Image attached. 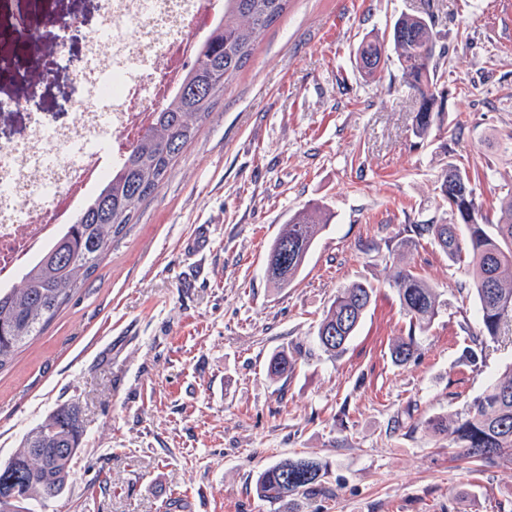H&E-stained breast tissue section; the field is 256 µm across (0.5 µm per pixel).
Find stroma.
<instances>
[{
  "mask_svg": "<svg viewBox=\"0 0 512 512\" xmlns=\"http://www.w3.org/2000/svg\"><path fill=\"white\" fill-rule=\"evenodd\" d=\"M402 14L431 20L445 60L441 127L424 140L393 52L375 80L356 62ZM70 18L98 30L100 0H0V71L19 72L0 99L29 96L70 121L85 44L52 49ZM452 166L499 220L512 186V0H289L96 272L0 369V462L72 403L83 444L46 512H512V465L477 469L425 426L456 419L502 375L512 325L471 363L481 314L459 291L471 266L428 240L398 256L385 247L405 225L451 222L439 186ZM307 206L329 222L276 287L270 246ZM400 267L442 302L402 365ZM354 281L373 285L372 302L333 357L317 328ZM282 350L295 369L274 380L267 363ZM295 456L326 463L321 491L297 505L259 497L260 472Z\"/></svg>",
  "mask_w": 512,
  "mask_h": 512,
  "instance_id": "stroma-1",
  "label": "stroma"
}]
</instances>
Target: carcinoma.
<instances>
[{
    "label": "carcinoma",
    "instance_id": "cac0c4a2",
    "mask_svg": "<svg viewBox=\"0 0 512 512\" xmlns=\"http://www.w3.org/2000/svg\"><path fill=\"white\" fill-rule=\"evenodd\" d=\"M288 0H224V19L199 46L197 58L187 68L173 97L154 111V121L126 152L122 164L103 187L76 211L67 234L41 261L22 273L21 281L0 291V368L38 335L60 307L93 275L114 238L134 212L171 173L179 154L195 138L212 113L224 86L239 72L261 35L284 13ZM390 43L406 83L419 100L413 133L430 135L442 113L437 81L443 62L435 57L432 25L423 17L402 15L391 28ZM384 45L361 43L356 58L369 77L376 76ZM450 224H411L407 236L388 248L401 252L416 241L429 238L455 262L467 254L475 265L470 285L481 312V329L464 327L474 347L496 338L512 319V199L499 221L488 223L476 206L457 203ZM321 212L306 209L294 214L272 244L274 257L269 277L286 286L304 265L319 232L325 226ZM402 308L410 316L408 336L393 347L392 358L401 365L415 352V334L430 326L440 307L439 295L410 270L393 277ZM373 287L354 282L338 290L321 320L317 340L332 356L344 352L371 303ZM295 359L281 351L268 362V373L281 377L293 371ZM428 428L448 437V447L463 448L481 467L512 464V364L469 402L452 423L429 419ZM84 429L75 405H62L25 437L21 448L0 464V489L11 501L0 499V512H40L53 484L57 492L66 486L70 464L81 447ZM327 465L309 457L286 458L261 472L255 489L267 499L289 496L306 498L321 489Z\"/></svg>",
    "mask_w": 512,
    "mask_h": 512
}]
</instances>
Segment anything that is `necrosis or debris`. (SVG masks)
<instances>
[{"label": "necrosis or debris", "instance_id": "necrosis-or-debris-1", "mask_svg": "<svg viewBox=\"0 0 512 512\" xmlns=\"http://www.w3.org/2000/svg\"><path fill=\"white\" fill-rule=\"evenodd\" d=\"M108 3L103 27L86 42L71 121L35 122L25 141L0 149L1 291L66 233L76 208L151 124L155 106L176 93L224 17V0Z\"/></svg>", "mask_w": 512, "mask_h": 512}]
</instances>
